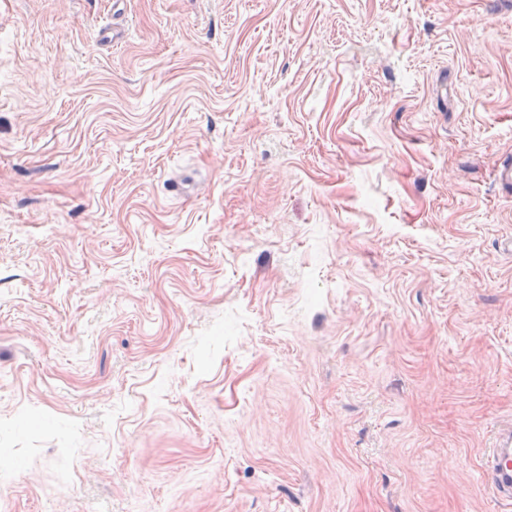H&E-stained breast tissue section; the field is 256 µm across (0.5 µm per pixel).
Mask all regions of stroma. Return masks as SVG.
Returning <instances> with one entry per match:
<instances>
[{"label": "stroma", "mask_w": 512, "mask_h": 512, "mask_svg": "<svg viewBox=\"0 0 512 512\" xmlns=\"http://www.w3.org/2000/svg\"><path fill=\"white\" fill-rule=\"evenodd\" d=\"M507 158L512 0H0V512H512ZM485 481L499 500H512V426L500 428L494 436L492 448L487 450Z\"/></svg>", "instance_id": "35a3bbf8"}]
</instances>
